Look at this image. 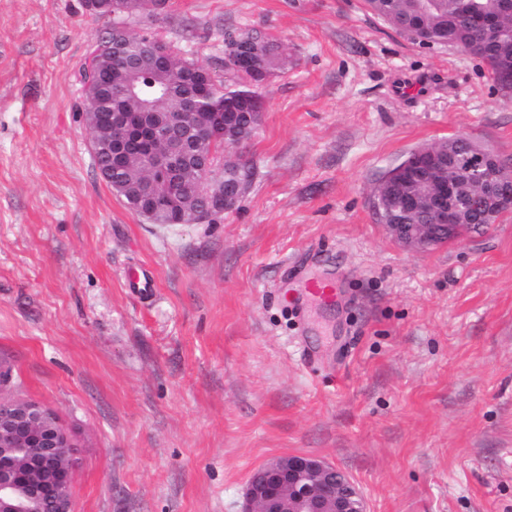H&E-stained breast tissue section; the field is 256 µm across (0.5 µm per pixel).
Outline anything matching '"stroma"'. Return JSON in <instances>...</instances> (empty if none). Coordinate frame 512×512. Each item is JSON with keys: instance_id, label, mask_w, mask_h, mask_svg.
<instances>
[{"instance_id": "35a3bbf8", "label": "stroma", "mask_w": 512, "mask_h": 512, "mask_svg": "<svg viewBox=\"0 0 512 512\" xmlns=\"http://www.w3.org/2000/svg\"><path fill=\"white\" fill-rule=\"evenodd\" d=\"M110 24L0 0V362L79 444L72 512H240L261 464L321 457L369 512H512V212L427 252L372 189L465 137L512 162V89L365 0H168L131 32L202 63L252 28L292 64L259 88L255 167L214 224H152L100 178L78 70ZM151 269L152 296L129 285ZM338 278L334 306L281 289Z\"/></svg>"}]
</instances>
